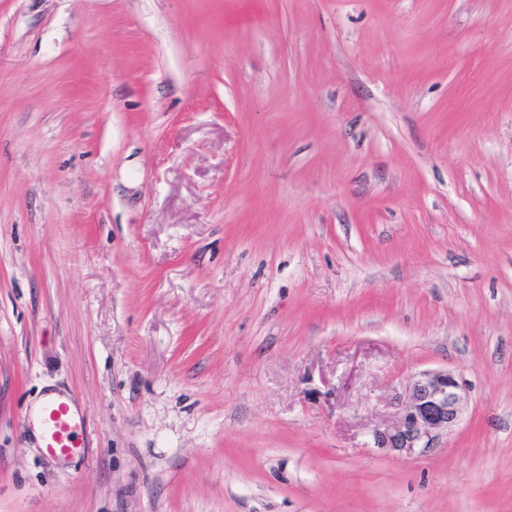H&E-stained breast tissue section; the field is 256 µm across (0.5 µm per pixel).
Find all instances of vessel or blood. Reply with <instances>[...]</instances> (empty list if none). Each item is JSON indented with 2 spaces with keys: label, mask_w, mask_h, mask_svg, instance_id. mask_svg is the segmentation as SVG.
<instances>
[{
  "label": "vessel or blood",
  "mask_w": 512,
  "mask_h": 512,
  "mask_svg": "<svg viewBox=\"0 0 512 512\" xmlns=\"http://www.w3.org/2000/svg\"><path fill=\"white\" fill-rule=\"evenodd\" d=\"M36 418L40 422L41 444L48 456L66 457L78 451L77 438L83 420L67 400L47 402Z\"/></svg>",
  "instance_id": "1"
}]
</instances>
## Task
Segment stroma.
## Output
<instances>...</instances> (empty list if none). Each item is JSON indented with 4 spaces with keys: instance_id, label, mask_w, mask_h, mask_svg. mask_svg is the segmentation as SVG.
<instances>
[{
    "instance_id": "stroma-1",
    "label": "stroma",
    "mask_w": 512,
    "mask_h": 512,
    "mask_svg": "<svg viewBox=\"0 0 512 512\" xmlns=\"http://www.w3.org/2000/svg\"><path fill=\"white\" fill-rule=\"evenodd\" d=\"M0 512H512V0H0ZM405 397L396 418L372 430V448L399 454L436 448L462 418L466 384L448 370H426L410 378ZM35 417L40 422L41 444L48 456L66 457L78 451L77 438L83 420L67 400L59 397L47 402Z\"/></svg>"
}]
</instances>
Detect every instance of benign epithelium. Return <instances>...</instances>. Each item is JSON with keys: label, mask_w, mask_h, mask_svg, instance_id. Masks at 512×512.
I'll return each mask as SVG.
<instances>
[{"label": "benign epithelium", "mask_w": 512, "mask_h": 512, "mask_svg": "<svg viewBox=\"0 0 512 512\" xmlns=\"http://www.w3.org/2000/svg\"><path fill=\"white\" fill-rule=\"evenodd\" d=\"M466 401V384L448 370H426L410 378L403 409L390 422L376 426L372 447L412 453L436 447L459 424Z\"/></svg>", "instance_id": "1"}]
</instances>
